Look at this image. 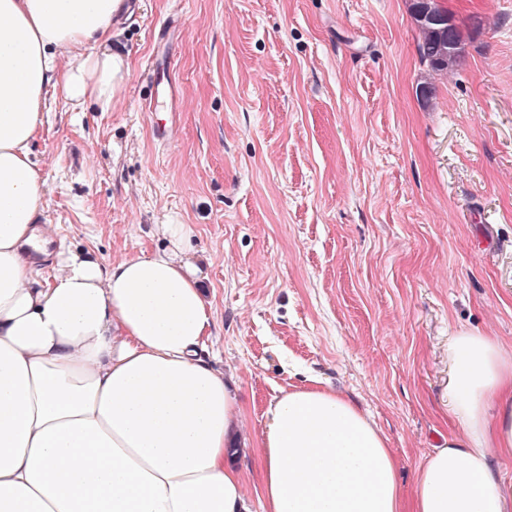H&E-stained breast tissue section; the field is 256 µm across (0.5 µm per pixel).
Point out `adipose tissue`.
Listing matches in <instances>:
<instances>
[{"instance_id": "obj_1", "label": "adipose tissue", "mask_w": 512, "mask_h": 512, "mask_svg": "<svg viewBox=\"0 0 512 512\" xmlns=\"http://www.w3.org/2000/svg\"><path fill=\"white\" fill-rule=\"evenodd\" d=\"M122 0H0V512H250L228 445L242 424L202 352L213 312L189 255L107 265L59 246L40 268L48 199L32 143L58 88L112 108L129 73L107 49ZM455 424L416 469L351 400L315 381L280 390L255 444L262 512H512V352L464 330L448 341Z\"/></svg>"}]
</instances>
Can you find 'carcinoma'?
Wrapping results in <instances>:
<instances>
[{"instance_id":"cac0c4a2","label":"carcinoma","mask_w":512,"mask_h":512,"mask_svg":"<svg viewBox=\"0 0 512 512\" xmlns=\"http://www.w3.org/2000/svg\"><path fill=\"white\" fill-rule=\"evenodd\" d=\"M411 17L418 31V53L421 62L434 73H446L461 62L464 49H449L448 38L464 42L460 24L448 30V20L455 15L438 0H413Z\"/></svg>"}]
</instances>
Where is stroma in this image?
<instances>
[{"instance_id": "1", "label": "stroma", "mask_w": 512, "mask_h": 512, "mask_svg": "<svg viewBox=\"0 0 512 512\" xmlns=\"http://www.w3.org/2000/svg\"><path fill=\"white\" fill-rule=\"evenodd\" d=\"M439 2L476 23L444 75L420 60L411 0H133L111 110L48 91L32 149L54 242L108 264L164 248L169 218L190 225L250 493L280 389L317 377L356 402L408 492L450 426L449 336L512 351V0ZM158 54L175 102L151 118Z\"/></svg>"}]
</instances>
